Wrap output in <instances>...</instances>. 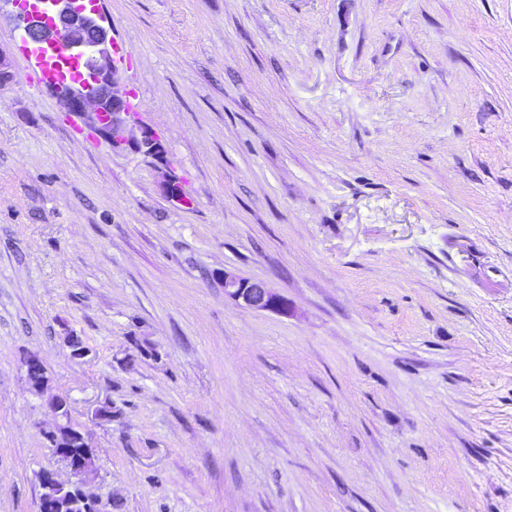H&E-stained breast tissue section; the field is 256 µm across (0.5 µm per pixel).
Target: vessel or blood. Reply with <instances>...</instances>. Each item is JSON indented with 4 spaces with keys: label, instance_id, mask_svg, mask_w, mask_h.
I'll use <instances>...</instances> for the list:
<instances>
[{
    "label": "vessel or blood",
    "instance_id": "b4317fda",
    "mask_svg": "<svg viewBox=\"0 0 512 512\" xmlns=\"http://www.w3.org/2000/svg\"><path fill=\"white\" fill-rule=\"evenodd\" d=\"M21 50L29 62L32 80L38 86L63 89L80 78L79 65L68 55L61 39L38 45L26 43Z\"/></svg>",
    "mask_w": 512,
    "mask_h": 512
}]
</instances>
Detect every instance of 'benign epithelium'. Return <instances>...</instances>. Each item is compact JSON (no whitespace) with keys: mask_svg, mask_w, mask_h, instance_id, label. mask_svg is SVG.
<instances>
[{"mask_svg":"<svg viewBox=\"0 0 512 512\" xmlns=\"http://www.w3.org/2000/svg\"><path fill=\"white\" fill-rule=\"evenodd\" d=\"M13 2L21 41L43 42L59 34L69 53L91 74L88 85L74 87L60 98L64 111L81 117L90 130L108 139L112 146L129 148L167 164L165 148L155 132L128 109L129 96L112 57V35L102 24L98 9L88 0H55L52 13L44 15L33 12L25 0ZM163 190L169 198L179 201L184 186L176 175L170 174ZM221 281L225 296L249 308L282 315L290 312L288 300L262 282L227 270Z\"/></svg>","mask_w":512,"mask_h":512,"instance_id":"obj_1","label":"benign epithelium"}]
</instances>
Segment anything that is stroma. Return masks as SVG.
Segmentation results:
<instances>
[{
    "mask_svg": "<svg viewBox=\"0 0 512 512\" xmlns=\"http://www.w3.org/2000/svg\"><path fill=\"white\" fill-rule=\"evenodd\" d=\"M102 14L168 166L35 87L0 0V512L70 477L56 394L107 512H512V0ZM224 295L236 302H242L256 311H274L288 315V300L268 288L266 284L255 281L231 271L224 270L221 276Z\"/></svg>",
    "mask_w": 512,
    "mask_h": 512,
    "instance_id": "obj_1",
    "label": "stroma"
}]
</instances>
